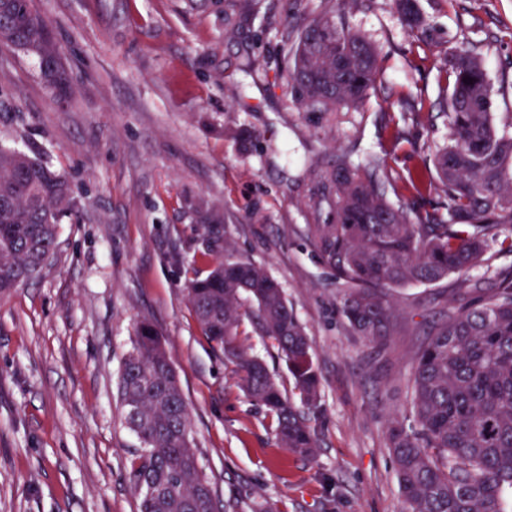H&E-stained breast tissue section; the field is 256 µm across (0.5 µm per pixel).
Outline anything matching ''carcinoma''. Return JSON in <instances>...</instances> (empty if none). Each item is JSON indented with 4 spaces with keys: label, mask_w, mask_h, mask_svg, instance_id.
<instances>
[{
    "label": "carcinoma",
    "mask_w": 512,
    "mask_h": 512,
    "mask_svg": "<svg viewBox=\"0 0 512 512\" xmlns=\"http://www.w3.org/2000/svg\"><path fill=\"white\" fill-rule=\"evenodd\" d=\"M413 30L426 26L416 0H396ZM0 48L46 65L58 48L31 0L0 3ZM448 90V141L431 164L404 182L422 194L439 184L445 213L424 217L392 204L361 165L342 162L324 180L336 195L332 224L311 228L344 288L341 311L351 329L378 345L399 323L390 291L432 285L449 276L471 287L502 227L512 224V113L492 112V87L480 59L450 48L442 57ZM374 46L344 17L325 13L297 26L281 77L293 101L310 112L362 104L376 82ZM58 92L63 68L41 70ZM473 83L464 82V78ZM76 209L67 176L37 157L0 146V299L40 276L58 246V226ZM200 259L207 274L188 288L204 336L234 366L246 397L262 406L288 451L313 457L318 436L310 410L320 402L319 378L305 328L280 284L252 259L224 243ZM246 317L288 365L300 403L279 388L265 361L238 343ZM125 419L140 441L131 479L139 512H214L219 500L203 473L190 418L161 334L136 324L118 386ZM410 412L387 427L405 512H512V284L495 289L436 324L415 358L406 386Z\"/></svg>",
    "instance_id": "obj_1"
}]
</instances>
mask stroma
Here are the masks:
<instances>
[{"label":"stroma","instance_id":"1","mask_svg":"<svg viewBox=\"0 0 512 512\" xmlns=\"http://www.w3.org/2000/svg\"><path fill=\"white\" fill-rule=\"evenodd\" d=\"M287 0H32L71 92L0 49V144L66 172L77 215L35 281L0 300V512H138L139 441L118 384L134 325L162 333L203 471L226 512H403L386 427L431 327L467 305L456 277L397 289L401 330L378 346L341 313L342 289L310 227L334 219L322 180L342 161L396 153L407 176L442 144L437 48H467L512 112V0H417L426 34L393 0H299L336 10L378 55L364 104L309 112L281 77ZM400 146H393V132ZM282 286L312 345L320 447L283 448L187 296L214 240Z\"/></svg>","mask_w":512,"mask_h":512}]
</instances>
